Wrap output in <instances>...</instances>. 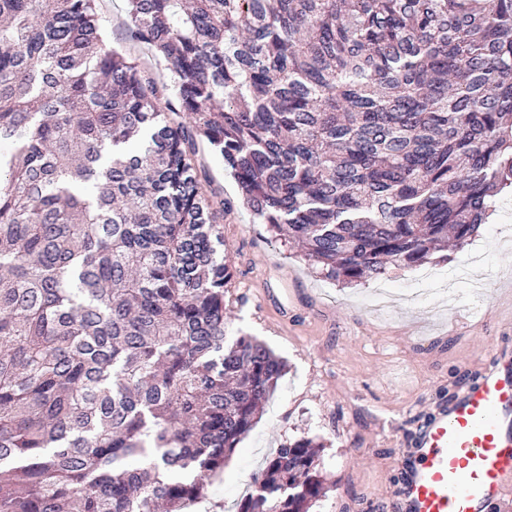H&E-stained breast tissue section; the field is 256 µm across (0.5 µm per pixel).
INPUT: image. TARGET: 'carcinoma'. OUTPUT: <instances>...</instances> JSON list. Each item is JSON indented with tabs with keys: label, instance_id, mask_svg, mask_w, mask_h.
Listing matches in <instances>:
<instances>
[{
	"label": "carcinoma",
	"instance_id": "1",
	"mask_svg": "<svg viewBox=\"0 0 512 512\" xmlns=\"http://www.w3.org/2000/svg\"><path fill=\"white\" fill-rule=\"evenodd\" d=\"M0 0V512H190L286 364L229 339L224 197L324 278L461 250L512 187V0ZM175 102L161 112L167 90ZM322 445L237 512H310ZM99 17L111 46L127 50L132 57L139 58L157 75H166L163 67L156 65V61L146 48L129 43L126 36L129 17L125 0H100Z\"/></svg>",
	"mask_w": 512,
	"mask_h": 512
}]
</instances>
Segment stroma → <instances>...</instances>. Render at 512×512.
Listing matches in <instances>:
<instances>
[{
	"mask_svg": "<svg viewBox=\"0 0 512 512\" xmlns=\"http://www.w3.org/2000/svg\"><path fill=\"white\" fill-rule=\"evenodd\" d=\"M99 17L111 46L155 67L127 39L126 0H99ZM198 158L232 207L220 221L233 272L229 333L256 337L286 363L262 417L210 484L204 512H235L266 458L303 437L324 444L325 490L311 512H388L425 417L458 390L464 369L512 347V194L497 196L493 218L450 261L437 254L345 285L322 278L242 206L207 144Z\"/></svg>",
	"mask_w": 512,
	"mask_h": 512,
	"instance_id": "1",
	"label": "stroma"
}]
</instances>
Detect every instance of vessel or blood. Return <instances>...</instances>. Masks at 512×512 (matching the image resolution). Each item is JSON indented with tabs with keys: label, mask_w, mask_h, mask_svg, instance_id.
Returning <instances> with one entry per match:
<instances>
[{
	"label": "vessel or blood",
	"mask_w": 512,
	"mask_h": 512,
	"mask_svg": "<svg viewBox=\"0 0 512 512\" xmlns=\"http://www.w3.org/2000/svg\"><path fill=\"white\" fill-rule=\"evenodd\" d=\"M512 487V352L437 407L404 460L392 512H496Z\"/></svg>",
	"instance_id": "b4317fda"
}]
</instances>
